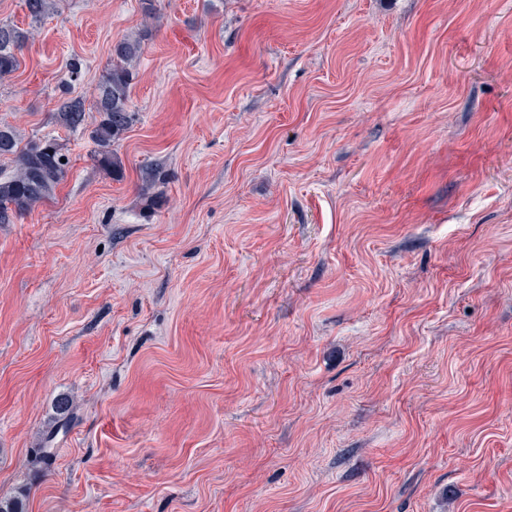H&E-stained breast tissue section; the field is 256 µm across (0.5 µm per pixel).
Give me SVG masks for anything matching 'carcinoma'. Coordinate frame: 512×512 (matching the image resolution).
<instances>
[{
	"label": "carcinoma",
	"instance_id": "cac0c4a2",
	"mask_svg": "<svg viewBox=\"0 0 512 512\" xmlns=\"http://www.w3.org/2000/svg\"><path fill=\"white\" fill-rule=\"evenodd\" d=\"M34 21L55 9V0H25ZM144 35L125 36L112 48V66L97 86L93 108L99 120L92 131L98 150L95 161L114 178L122 176V165L112 146L117 143L134 122L130 90L135 79L134 64L142 51ZM29 39V32L9 23L0 22V79L12 76L20 67L18 53ZM86 100L70 98L59 107L62 124L76 128L85 120ZM43 148L35 150L27 144L19 146L15 130L0 126V156H10L15 163L14 172L0 177V224H11L14 219L35 208L51 197L66 176L62 145L54 139L42 141ZM70 403L65 397L56 401V425L47 431L50 442L69 422Z\"/></svg>",
	"mask_w": 512,
	"mask_h": 512
}]
</instances>
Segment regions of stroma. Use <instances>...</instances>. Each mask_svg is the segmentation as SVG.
Segmentation results:
<instances>
[{"label": "stroma", "instance_id": "35a3bbf8", "mask_svg": "<svg viewBox=\"0 0 512 512\" xmlns=\"http://www.w3.org/2000/svg\"><path fill=\"white\" fill-rule=\"evenodd\" d=\"M156 8L0 0V124L69 158L0 224V498L512 512V0ZM141 31L115 179L58 106ZM28 39V31L0 22V79L12 76L19 69L18 53Z\"/></svg>", "mask_w": 512, "mask_h": 512}]
</instances>
